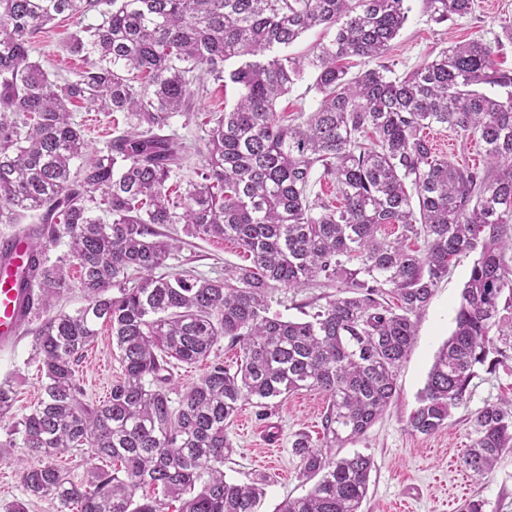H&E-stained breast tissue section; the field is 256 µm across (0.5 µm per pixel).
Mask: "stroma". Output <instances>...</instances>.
Masks as SVG:
<instances>
[{"label":"stroma","instance_id":"stroma-1","mask_svg":"<svg viewBox=\"0 0 512 512\" xmlns=\"http://www.w3.org/2000/svg\"><path fill=\"white\" fill-rule=\"evenodd\" d=\"M405 6L407 20L384 58L398 75L410 71L450 43L469 38L474 31H497L500 17H512V0H474L470 15L442 23L431 20L423 0H405ZM74 28L73 20L60 17L46 25L38 37L32 57L47 72L65 74L79 69V61L62 49ZM237 98L234 87L208 77L191 116L180 114L171 119V131L192 148L183 169L172 175L171 188L184 186L201 169L207 123L224 107L233 106ZM74 118L81 123L88 150L93 153L106 148L116 123L123 116L85 105L75 112ZM427 136L439 154L456 163L474 166L485 163L475 137L438 126L428 130ZM474 260L470 254L450 267L418 318L414 345L398 370V391L385 414L362 437L337 451L341 457L359 452L374 461L362 512H395L402 503L413 512H461L465 501L471 499L482 500L484 512H512V459L502 461L483 479L468 478L465 487H457L455 480L461 469L458 458L470 444L473 414L486 404L512 398V348L507 349L505 358L496 367L476 368L466 402L453 411L446 427L422 435L412 433L407 426L434 356L454 329L461 291ZM249 263V257L232 241L190 237L170 256L167 269L172 273L187 271L215 279L223 277L225 265ZM318 294L315 288L280 289L272 296L271 310L286 320L306 319ZM240 357L239 346L225 338L216 344L208 361L175 364L170 369L171 398H180L189 391L209 363L221 362L233 368ZM77 371L87 399L93 402L102 400L105 391L120 380L123 368L108 326H100ZM4 379L11 381L16 398L11 413L0 419V436L41 394L39 364L32 358L31 333H24L13 347L0 350V380ZM327 406L325 395L305 389L277 398L263 416L252 405L243 404L227 426L233 448L224 462L226 480L243 483L263 479L265 512H274L286 498L305 495L311 484L300 475V459L291 443L295 435L303 434L313 444H320ZM27 457L23 448L0 452V512H5V504L21 499L26 500L28 512H55L50 500L26 498L19 463Z\"/></svg>","mask_w":512,"mask_h":512}]
</instances>
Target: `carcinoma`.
<instances>
[{"label":"carcinoma","mask_w":512,"mask_h":512,"mask_svg":"<svg viewBox=\"0 0 512 512\" xmlns=\"http://www.w3.org/2000/svg\"><path fill=\"white\" fill-rule=\"evenodd\" d=\"M472 4L425 0L437 23L469 15ZM90 13L99 22L82 24ZM60 16L76 20L66 51L81 69L72 78L31 57ZM406 18L404 0H0V224L33 214L29 236L67 247L53 264L28 253L33 317L71 290L68 259L86 301L34 330L42 398L0 439V450L25 448L36 459L20 471L27 496L54 501L57 512H169L172 502L177 512H261L262 483L224 478L226 426L243 403L266 409L309 389L329 400L323 442L316 449L298 434L291 448L316 483L277 512H360L373 460L330 451L385 413L414 318L452 261L476 253L455 329L408 427L433 434L465 403L492 330L512 339V323L499 317L501 304L512 305V71L477 31L394 76L381 59ZM316 27L332 38L305 55L274 53ZM354 57L368 68L351 77ZM307 71L322 100L298 122L275 105ZM208 76L239 96L213 118L200 179L174 196L167 183L189 148L164 130L194 111ZM78 103L125 119L89 157ZM434 126L478 135L486 168L435 155L423 136ZM317 173L336 184L341 206L309 199ZM165 224L232 240L251 265L226 266L222 279L157 275L180 248L156 230ZM388 225L400 235L389 238ZM419 239L424 249L409 245ZM333 286L309 320L269 315L281 288ZM100 322L124 373L94 404L76 366ZM223 337L242 351L236 370L210 365L173 401L170 367L208 358ZM14 402L13 385L1 381L0 419ZM472 433L462 463L481 479L512 457V409L484 406ZM85 450L112 469L95 467L77 483L57 459ZM147 485L157 494L138 496Z\"/></svg>","instance_id":"carcinoma-1"}]
</instances>
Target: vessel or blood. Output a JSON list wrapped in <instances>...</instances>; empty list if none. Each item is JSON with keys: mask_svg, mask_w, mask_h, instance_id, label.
<instances>
[{"mask_svg": "<svg viewBox=\"0 0 512 512\" xmlns=\"http://www.w3.org/2000/svg\"><path fill=\"white\" fill-rule=\"evenodd\" d=\"M35 243L26 238H15L10 242V253L0 260V347L17 342L30 319L24 306L26 289L20 288V266L22 259Z\"/></svg>", "mask_w": 512, "mask_h": 512, "instance_id": "b4317fda", "label": "vessel or blood"}]
</instances>
